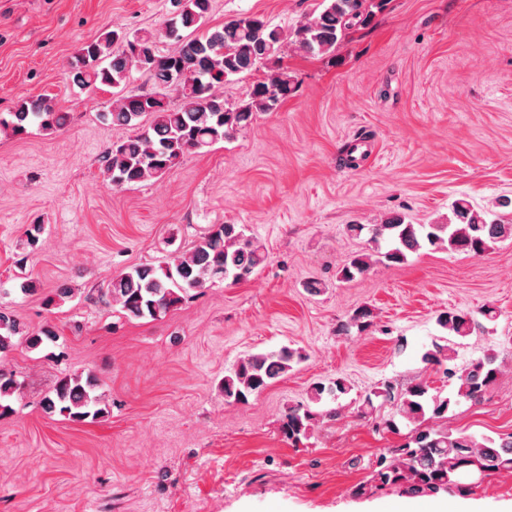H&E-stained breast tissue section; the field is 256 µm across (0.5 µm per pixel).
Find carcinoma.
<instances>
[{
  "mask_svg": "<svg viewBox=\"0 0 512 512\" xmlns=\"http://www.w3.org/2000/svg\"><path fill=\"white\" fill-rule=\"evenodd\" d=\"M175 10L169 19L166 36L178 46L161 54L152 34L119 36L110 31L81 46L69 64L73 80L81 88L102 86L115 89L106 116L123 132L101 156L103 175L113 185L148 182L176 167L185 155L209 151L235 132L252 125L262 113L276 112L295 92L292 76L278 62L287 35L261 15L251 14L224 22L222 29L205 28L211 0H172ZM386 0H320L316 15L301 21L294 29L292 44L310 56H331L355 28L369 25ZM187 35H182V32ZM139 70L158 88H171L181 96L174 106L157 91L122 93L131 70ZM252 69L263 72L250 85L246 99L233 104L217 93L230 77ZM71 122V113L49 96L21 100L7 115L0 114V133L14 137L28 133L36 124L43 131L61 130ZM348 233L359 237L370 234L379 263H401L407 253L424 246L445 248L452 253L481 255L501 239L512 238V223L490 219L465 199L454 202L448 221L442 224H409L391 216L381 224H349ZM266 260L264 247L245 234L239 224H216L189 248L179 252L165 267L138 264L112 277L107 288L109 303L120 307L124 317L156 320L177 309L191 291H200L219 282L237 283L247 279ZM371 255L354 256L338 272L350 280L367 271ZM438 324L450 334L464 338L479 326L469 314L448 311ZM25 337L27 347L39 348L44 340H54L55 332L45 326L36 332L6 308L0 307V353L13 347V339ZM299 348L284 346L278 351L251 354L241 359L235 370L224 376V402L245 404L262 393L294 366L304 362ZM431 364L444 366L443 375L458 381L456 396L479 403L498 373L497 355L486 353L458 371L452 365L451 344L433 343L422 355ZM98 378L88 373L61 378L43 400L46 413L76 422L96 420L108 407L97 393ZM20 391L15 375L0 368V410L9 409L5 401ZM351 391L338 377L328 383L316 382L309 389V403L289 407L281 430L294 444L309 438L319 418L336 416L331 409L323 414L311 409L329 398L337 401ZM396 403L398 413L413 424L407 440L382 455L373 469V481L380 487L407 485L409 492L436 493L440 490L469 488L468 473L489 475L512 473V433L479 438L448 429H436L423 422L445 418L454 400L430 392L424 382L398 390L385 380L362 407L373 413V398Z\"/></svg>",
  "mask_w": 512,
  "mask_h": 512,
  "instance_id": "1",
  "label": "carcinoma"
}]
</instances>
